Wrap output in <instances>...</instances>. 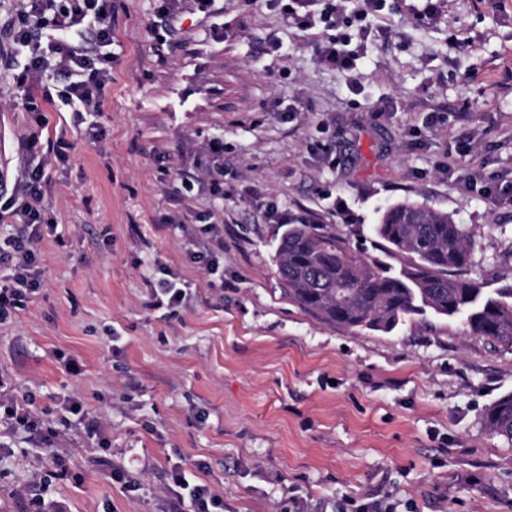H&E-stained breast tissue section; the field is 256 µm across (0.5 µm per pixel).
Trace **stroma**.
<instances>
[{"label":"stroma","mask_w":512,"mask_h":512,"mask_svg":"<svg viewBox=\"0 0 512 512\" xmlns=\"http://www.w3.org/2000/svg\"><path fill=\"white\" fill-rule=\"evenodd\" d=\"M22 6L0 0V185L16 187L50 139L71 149L44 201L58 225L42 245L45 282L0 323V373L54 426L69 395L112 430L103 446L68 429L51 452L0 429V512H190L166 489L175 466L224 512H354L389 490L401 512H512V442L483 423L512 393V348L432 316L389 334L326 325L288 299L275 266L285 224L308 218L378 255L374 224L410 200L462 224L466 276L499 287L512 199L468 179L512 173V0H440L429 25L418 0H387L353 38L356 95L267 0H216L207 16L181 0L190 41L160 55L156 0H116L102 144L49 105L32 151L35 126L3 64ZM216 138L223 197L204 185L175 205L178 174L209 164ZM337 196L351 221L333 212ZM177 207L182 228L157 229ZM214 218L224 254L211 275L190 254L206 252ZM160 265L190 287L186 304L150 308ZM56 350L84 372L64 373ZM116 464L139 490L113 479Z\"/></svg>","instance_id":"obj_1"}]
</instances>
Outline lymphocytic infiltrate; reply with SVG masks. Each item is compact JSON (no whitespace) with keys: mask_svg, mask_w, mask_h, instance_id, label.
Instances as JSON below:
<instances>
[{"mask_svg":"<svg viewBox=\"0 0 512 512\" xmlns=\"http://www.w3.org/2000/svg\"><path fill=\"white\" fill-rule=\"evenodd\" d=\"M282 20L314 35L321 64L342 71L356 67L357 50L348 32L353 24L381 12L386 0H361L354 16L342 14L336 0H269ZM12 40L26 51L18 62L16 85L24 90L22 106L35 124H43L44 103L57 100L74 112L78 122L102 112L105 88L112 78V0H27L12 27ZM58 89L45 88L46 78ZM65 141L48 148L43 162L24 164L20 193L0 192V218L12 220L14 231L0 236V320L24 306L44 283L41 248L57 230L43 200L48 166L68 162ZM0 422L11 433L26 434L44 448L54 447L59 430L37 416L28 397L0 389ZM179 499L189 500L193 512H224V500L208 485L173 476L169 487Z\"/></svg>","mask_w":512,"mask_h":512,"instance_id":"1","label":"lymphocytic infiltrate"}]
</instances>
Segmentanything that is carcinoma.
<instances>
[{
  "instance_id": "obj_1",
  "label": "carcinoma",
  "mask_w": 512,
  "mask_h": 512,
  "mask_svg": "<svg viewBox=\"0 0 512 512\" xmlns=\"http://www.w3.org/2000/svg\"><path fill=\"white\" fill-rule=\"evenodd\" d=\"M373 232L381 251L409 261L395 269L366 259L336 231L290 224L275 255L288 299L324 324L354 333H391L427 316L464 322L470 333L512 348V285L487 288L465 277L473 242L446 212L405 200L387 208ZM493 433L512 441V393L487 409Z\"/></svg>"
}]
</instances>
